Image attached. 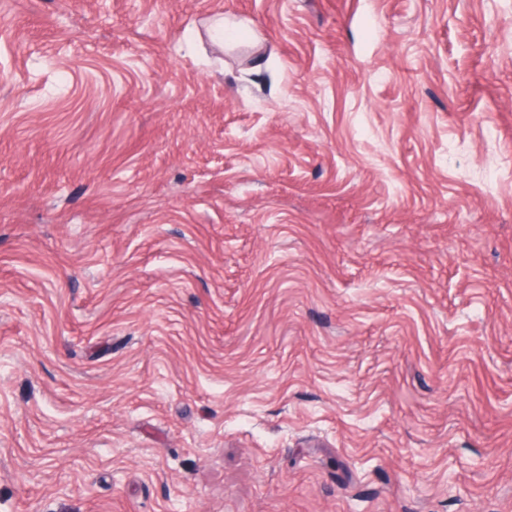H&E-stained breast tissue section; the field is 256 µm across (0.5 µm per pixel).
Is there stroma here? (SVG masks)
<instances>
[{
	"label": "stroma",
	"mask_w": 512,
	"mask_h": 512,
	"mask_svg": "<svg viewBox=\"0 0 512 512\" xmlns=\"http://www.w3.org/2000/svg\"><path fill=\"white\" fill-rule=\"evenodd\" d=\"M0 512H512V0H0ZM248 24L245 20H231L224 16L214 18L208 26V34L213 40L219 42L233 41L238 32L246 30Z\"/></svg>",
	"instance_id": "35a3bbf8"
}]
</instances>
